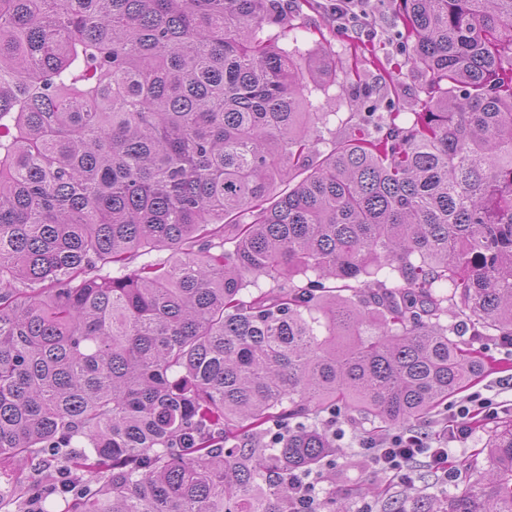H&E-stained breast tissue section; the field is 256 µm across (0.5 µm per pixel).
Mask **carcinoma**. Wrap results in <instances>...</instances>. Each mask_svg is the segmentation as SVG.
Returning <instances> with one entry per match:
<instances>
[{"label": "carcinoma", "mask_w": 512, "mask_h": 512, "mask_svg": "<svg viewBox=\"0 0 512 512\" xmlns=\"http://www.w3.org/2000/svg\"><path fill=\"white\" fill-rule=\"evenodd\" d=\"M393 2L428 98L321 153L281 0H0V512H288L329 409L416 427L512 337V0ZM488 448L384 512H512Z\"/></svg>", "instance_id": "1"}]
</instances>
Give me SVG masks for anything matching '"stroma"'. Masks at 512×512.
<instances>
[{
    "instance_id": "1",
    "label": "stroma",
    "mask_w": 512,
    "mask_h": 512,
    "mask_svg": "<svg viewBox=\"0 0 512 512\" xmlns=\"http://www.w3.org/2000/svg\"><path fill=\"white\" fill-rule=\"evenodd\" d=\"M293 30L280 38L279 45L298 59L318 48H325L336 58V74L322 88L308 92L313 104L330 112V122L320 129V151H328L362 123L368 111L394 112L401 125H410L418 103L425 94L421 81L401 54V41L393 24V0H373L362 26L340 29L323 7L324 0H286ZM479 347L488 361V370L466 388L468 396L492 401L498 408L496 417L476 415L471 434L464 444L451 447L449 460L457 479L443 483L434 467H416L412 485L386 483L373 477L353 452L360 438L369 436L371 426L358 412L344 414L347 435L341 446L343 455L336 458V499L357 505L376 503L374 489L390 487L393 494L422 492L433 496L459 495L473 489L489 468L484 445L504 422L512 420V347L499 344L496 337L483 336Z\"/></svg>"
}]
</instances>
